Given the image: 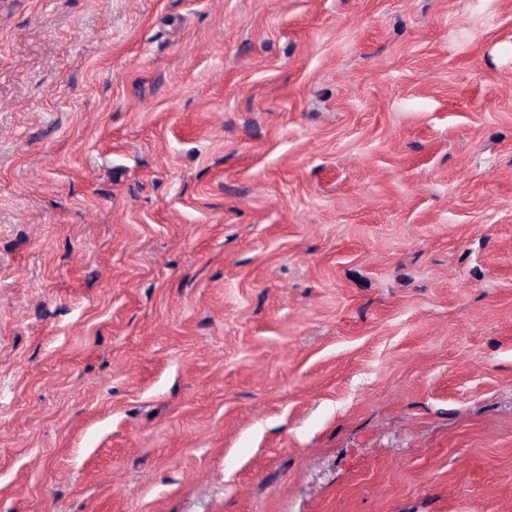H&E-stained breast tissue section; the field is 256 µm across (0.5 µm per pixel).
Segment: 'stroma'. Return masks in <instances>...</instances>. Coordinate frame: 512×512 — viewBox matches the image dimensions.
<instances>
[{
	"instance_id": "35a3bbf8",
	"label": "stroma",
	"mask_w": 512,
	"mask_h": 512,
	"mask_svg": "<svg viewBox=\"0 0 512 512\" xmlns=\"http://www.w3.org/2000/svg\"><path fill=\"white\" fill-rule=\"evenodd\" d=\"M0 512H512V0H0Z\"/></svg>"
}]
</instances>
